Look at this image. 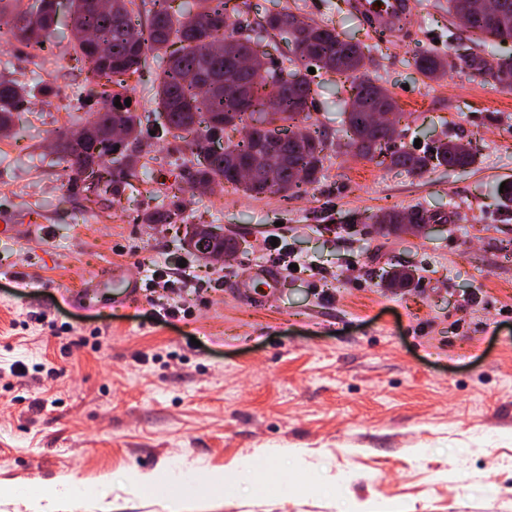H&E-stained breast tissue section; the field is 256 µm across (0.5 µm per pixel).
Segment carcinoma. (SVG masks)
<instances>
[{
  "label": "carcinoma",
  "mask_w": 512,
  "mask_h": 512,
  "mask_svg": "<svg viewBox=\"0 0 512 512\" xmlns=\"http://www.w3.org/2000/svg\"><path fill=\"white\" fill-rule=\"evenodd\" d=\"M38 2V7L18 9L10 20L0 21L1 49L15 42L45 48L54 24L56 0ZM150 4L149 22L139 28L133 24L129 10L126 19L119 21L109 11L93 7L91 0H71L73 30L90 31L109 48L108 54L96 57L85 42L74 41L75 54L90 64L92 78L98 80L86 99L100 104L86 121L91 131L90 147L97 155L76 149L66 134H60L57 140V153L67 163L75 187H82L90 162L107 157L112 164V179L105 190L121 195L133 170L127 159L140 143L141 124L137 113L125 104L127 78L139 71L148 53H158L173 43L180 47L161 58L155 101L165 126L193 135L185 142L191 159L190 166L180 174V191L221 182L255 194L287 193L316 183L326 159V136L307 124L313 90L302 69L311 66L351 79L354 94L345 109L343 126L347 146L361 157L409 173L475 162L471 152L448 139L422 153L390 147L395 128L377 125L374 114L395 111V102L368 72L364 47L340 39L333 27L309 25L295 32L291 30L293 14L268 12L252 33L228 38L227 21L243 13L245 0H196L195 13L179 16L171 12L170 0H150ZM467 27L485 41L512 39V0H502L501 13L493 20L482 12H469ZM276 35H286L291 43L304 48L283 57L280 69L268 68L267 77L255 80L240 66V59L250 56L252 45L269 43ZM478 58V75L489 83L498 85L499 73L512 72V58L488 61L482 54ZM415 67L427 79L438 80L447 73L448 62L427 51L416 56ZM26 96L22 85L0 80V131L11 129L14 112L24 105ZM117 101L121 106H115ZM272 105L280 118L253 125L249 133L234 139L238 126L248 125L245 114L262 113ZM113 112L126 114L125 142L116 147L109 143ZM297 166L307 173L302 186L293 179ZM244 167L251 171L246 184L240 181ZM445 220L443 215L420 209L406 214L385 211L377 217V223L389 233L402 231L404 224H438Z\"/></svg>",
  "instance_id": "cac0c4a2"
}]
</instances>
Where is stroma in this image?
Returning <instances> with one entry per match:
<instances>
[{
    "mask_svg": "<svg viewBox=\"0 0 512 512\" xmlns=\"http://www.w3.org/2000/svg\"><path fill=\"white\" fill-rule=\"evenodd\" d=\"M335 27L368 48L367 66L402 118L398 145L451 138L476 158L420 174L376 165L346 147L344 76L316 70L311 121L329 136L318 183L298 194L249 195L214 184L177 192L189 157L178 132L143 123V158L120 197L93 204L69 188L58 133L89 119V64L70 50L69 0H58L50 52L0 49V79L26 85L11 134L0 135V480L19 494L0 512H33L42 487L77 475L97 497L66 512H169L126 473L214 472L233 478L258 448H300L271 460L201 512H512V90L460 63L465 52L512 56V40L478 44L448 0H409L401 37L355 19L353 0H247ZM449 63L432 82L417 52ZM451 212L437 231L385 235L387 210ZM175 211L168 224L145 213ZM41 218L24 223L28 212ZM191 224L236 239L231 261L200 258ZM301 264L262 299L234 281L269 262V237ZM392 268L412 287H385ZM222 278L205 298L181 295L192 318H155L146 297L117 301L112 272ZM109 477L101 485V477Z\"/></svg>",
    "mask_w": 512,
    "mask_h": 512,
    "instance_id": "1",
    "label": "stroma"
}]
</instances>
